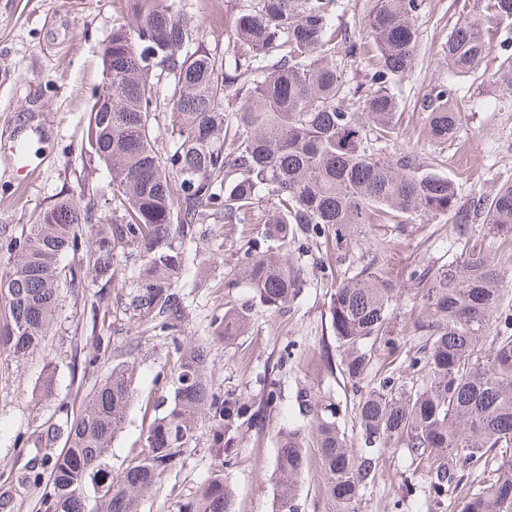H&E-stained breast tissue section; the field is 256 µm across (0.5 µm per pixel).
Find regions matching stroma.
Masks as SVG:
<instances>
[{"instance_id": "stroma-1", "label": "stroma", "mask_w": 512, "mask_h": 512, "mask_svg": "<svg viewBox=\"0 0 512 512\" xmlns=\"http://www.w3.org/2000/svg\"><path fill=\"white\" fill-rule=\"evenodd\" d=\"M118 11L117 0H0V133L14 128L31 141L34 157L42 161L33 176L19 180L9 146L0 141V225L36 223L44 210L65 197L81 205L94 202L96 219L112 220L111 173L89 162L84 152L85 106L103 81L102 49ZM459 16L456 0H425L415 64L398 92L399 137L386 152H415L421 161L437 163L442 174L462 183L465 194L478 195L496 180L512 179V92L493 83V58H485L474 74L456 82L469 108L451 143L430 141L419 105L432 85L448 78L442 47ZM196 231L195 241L187 246L188 269L179 288L187 311L180 339L208 342L212 391L252 407L251 418L233 434V453L224 467V478L234 490L233 512H273L276 435L283 428L311 434V418L298 407L299 393L338 405L342 426L352 424L354 389L326 358L336 350L329 314L334 280L324 275L320 259L291 247L289 259L301 267L305 286L288 308L263 307L246 280L234 288L224 285L241 267L238 232L218 221L197 225ZM393 234L389 225L374 226L362 248V261L383 265L400 288L393 327L397 334L410 336L418 310L409 274L423 259L453 250L455 234L451 222L421 216L407 226L396 250L379 252L378 239ZM202 264L207 267L203 278L197 274ZM137 273L133 263H120L108 307L94 321L89 309L97 285H62L46 347L19 359L0 358V512H37L44 488L32 477L42 471L46 458L64 449L63 440H41L43 423L62 402L68 403L71 414H78L81 403L122 361L136 365L135 398L108 450L109 470L120 472L141 450L156 404L168 395L162 373L174 355L171 337L154 335L133 314ZM228 302L253 311L248 336L229 344L211 338L212 317ZM96 332L109 337L111 350L89 368L85 360L93 354ZM49 370L55 390L46 399L38 387ZM271 377L277 397L269 405L263 397ZM209 431V419L200 418L196 438L175 465L159 474L141 512H178L179 505L194 497L218 462ZM307 455L297 512H336L325 493L317 449L308 448ZM408 474L409 459L403 451L384 449L359 512H460L456 499L438 506L423 494H412Z\"/></svg>"}]
</instances>
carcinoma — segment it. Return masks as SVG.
I'll list each match as a JSON object with an SVG mask.
<instances>
[{"instance_id": "cac0c4a2", "label": "carcinoma", "mask_w": 512, "mask_h": 512, "mask_svg": "<svg viewBox=\"0 0 512 512\" xmlns=\"http://www.w3.org/2000/svg\"><path fill=\"white\" fill-rule=\"evenodd\" d=\"M112 28V98L89 100V160L112 172V198L122 210L111 224H81L93 205L63 199L37 223L0 228V356L23 357L45 344L62 281H112L120 258L139 265L132 309L157 336H176L186 309L177 288L195 225L220 219L250 238L243 274L261 305L282 309L304 287L288 261V244L322 248L336 265L353 262L372 224L398 232L418 216H452L457 252L426 260L410 279L419 300L415 333L393 335L398 289L370 262L342 276L330 315L338 370L356 386L358 446L336 412L302 395L312 437L336 512H358L374 482L380 449L401 448L440 503L456 496L460 512H512V181L465 200L461 187L412 152L390 157L398 137L395 93L414 65L424 0H373L362 31L336 23L342 0H225L222 51L203 40L210 0L186 15L181 0H118ZM476 11L455 23L443 46L448 82L421 101L428 135L453 140L466 101L453 79L470 75L499 42L493 80L512 90V0H474ZM367 61L366 82L345 90L339 70ZM171 114L165 144L155 126ZM267 202L269 208L260 207ZM78 265H61L67 254ZM253 312L228 307L211 321L213 339L249 332ZM407 346L400 365L373 373L383 347ZM164 375L170 400L149 425L144 449L113 475L105 456L134 399V365L121 362L67 426H47V441L66 434L50 464L40 512H85L93 483L98 512H140L159 471L175 463L209 413L213 446L231 452V433L251 406L218 398L209 388L203 343L175 344ZM308 459L302 434L278 432L275 512H294ZM477 473L467 486L462 471ZM234 492L219 464L179 512H232Z\"/></svg>"}]
</instances>
